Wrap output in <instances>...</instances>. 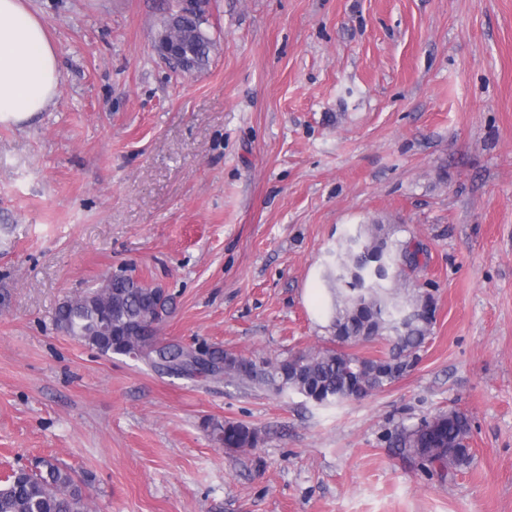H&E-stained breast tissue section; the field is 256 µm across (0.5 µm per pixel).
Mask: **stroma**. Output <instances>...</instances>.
<instances>
[{
  "instance_id": "stroma-1",
  "label": "stroma",
  "mask_w": 512,
  "mask_h": 512,
  "mask_svg": "<svg viewBox=\"0 0 512 512\" xmlns=\"http://www.w3.org/2000/svg\"><path fill=\"white\" fill-rule=\"evenodd\" d=\"M45 112L0 126V478L56 460L88 512H512V0H209L173 70L166 0H32ZM419 246L414 366L322 407L104 355L54 325L115 271L171 298L160 341L257 361L328 346L309 307L345 234ZM465 412L470 459L392 440ZM260 432L243 452L205 427ZM205 22V15L196 18H186L183 27L172 30L174 31V39L183 43L188 54H191L194 68L204 65L208 61L213 43L202 28Z\"/></svg>"
}]
</instances>
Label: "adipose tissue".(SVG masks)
Returning <instances> with one entry per match:
<instances>
[{
  "label": "adipose tissue",
  "mask_w": 512,
  "mask_h": 512,
  "mask_svg": "<svg viewBox=\"0 0 512 512\" xmlns=\"http://www.w3.org/2000/svg\"><path fill=\"white\" fill-rule=\"evenodd\" d=\"M60 77L58 50L29 0H0V125L45 111Z\"/></svg>",
  "instance_id": "adipose-tissue-1"
}]
</instances>
